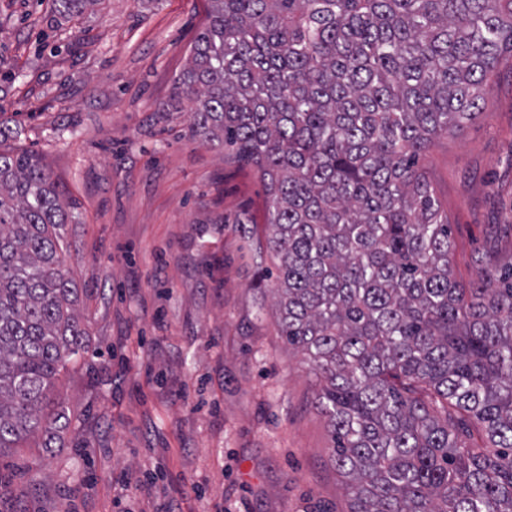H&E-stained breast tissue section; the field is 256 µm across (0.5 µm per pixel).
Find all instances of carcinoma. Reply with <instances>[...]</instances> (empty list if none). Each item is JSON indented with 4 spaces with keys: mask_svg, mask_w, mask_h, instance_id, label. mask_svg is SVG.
Listing matches in <instances>:
<instances>
[{
    "mask_svg": "<svg viewBox=\"0 0 512 512\" xmlns=\"http://www.w3.org/2000/svg\"><path fill=\"white\" fill-rule=\"evenodd\" d=\"M98 0H53L67 21ZM167 109L254 168L280 335L321 383L351 512H512V263L464 283L419 159L486 112L512 0H211ZM65 192L0 149V455L73 426Z\"/></svg>",
    "mask_w": 512,
    "mask_h": 512,
    "instance_id": "carcinoma-1",
    "label": "carcinoma"
}]
</instances>
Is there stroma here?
Listing matches in <instances>:
<instances>
[{
	"instance_id": "stroma-1",
	"label": "stroma",
	"mask_w": 512,
	"mask_h": 512,
	"mask_svg": "<svg viewBox=\"0 0 512 512\" xmlns=\"http://www.w3.org/2000/svg\"><path fill=\"white\" fill-rule=\"evenodd\" d=\"M210 0H0V147L37 152L74 203L66 266L87 351L58 388L77 427L0 458V512H349L318 381L281 336L235 217L258 173L167 110ZM462 281L512 261V69L421 156ZM55 17L60 22L67 21L85 12L99 0H52Z\"/></svg>"
}]
</instances>
